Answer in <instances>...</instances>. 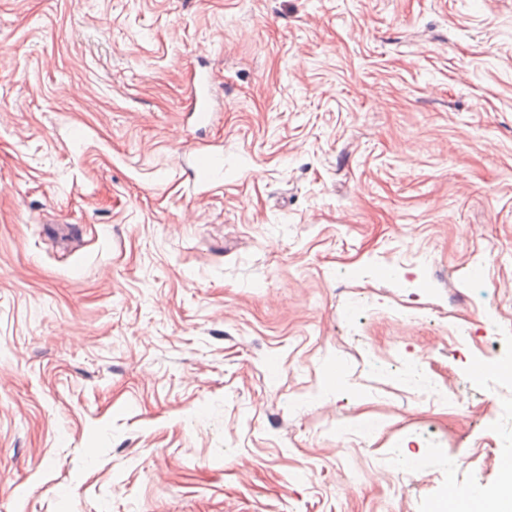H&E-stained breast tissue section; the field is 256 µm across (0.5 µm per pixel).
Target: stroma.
<instances>
[{"label":"stroma","instance_id":"35a3bbf8","mask_svg":"<svg viewBox=\"0 0 512 512\" xmlns=\"http://www.w3.org/2000/svg\"><path fill=\"white\" fill-rule=\"evenodd\" d=\"M506 360L512 0H0V512H435ZM190 97L191 111L196 113L197 123H210L216 112H214L210 88L205 78L200 77L197 84L193 83Z\"/></svg>","mask_w":512,"mask_h":512}]
</instances>
